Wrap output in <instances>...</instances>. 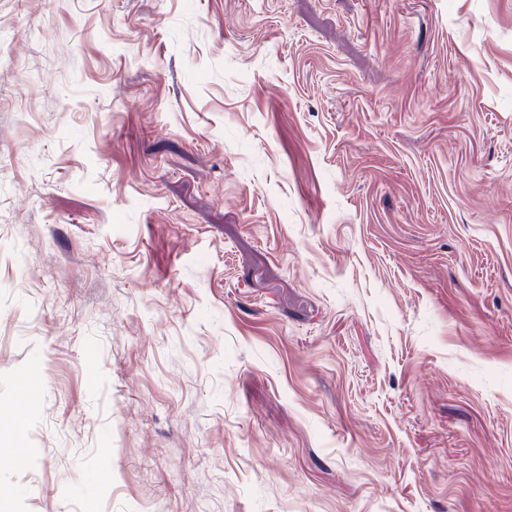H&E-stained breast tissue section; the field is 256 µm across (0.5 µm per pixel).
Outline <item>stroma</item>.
Masks as SVG:
<instances>
[{
  "instance_id": "35a3bbf8",
  "label": "stroma",
  "mask_w": 512,
  "mask_h": 512,
  "mask_svg": "<svg viewBox=\"0 0 512 512\" xmlns=\"http://www.w3.org/2000/svg\"><path fill=\"white\" fill-rule=\"evenodd\" d=\"M0 512H512V0H0Z\"/></svg>"
}]
</instances>
